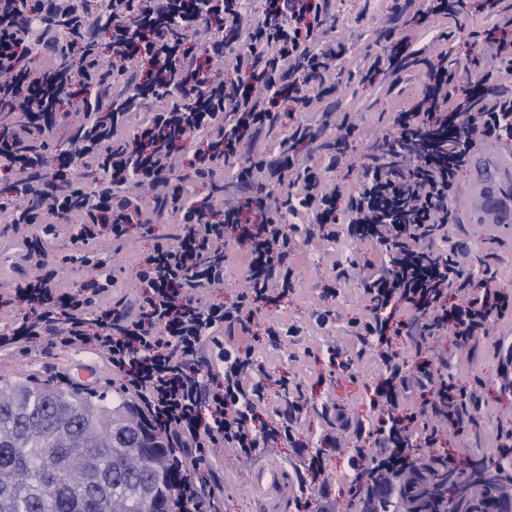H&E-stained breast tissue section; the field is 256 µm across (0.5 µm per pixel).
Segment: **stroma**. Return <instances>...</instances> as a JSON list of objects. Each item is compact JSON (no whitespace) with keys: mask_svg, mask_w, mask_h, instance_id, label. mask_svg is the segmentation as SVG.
<instances>
[{"mask_svg":"<svg viewBox=\"0 0 512 512\" xmlns=\"http://www.w3.org/2000/svg\"><path fill=\"white\" fill-rule=\"evenodd\" d=\"M333 9L335 37L346 48L334 78L308 89L307 111L282 113L280 122L259 136L253 158L273 159L295 125L318 124L328 116L339 123H352L355 131L336 166H329L326 148L297 149L298 154L309 156L324 185L340 187L349 195L362 186L364 165L373 144L392 133L395 107L411 102L422 83L421 70L414 68L404 72L402 83L393 89L381 79H366L369 65L382 52L384 36L397 40L412 35L413 48L423 50L425 57L446 53L466 77L476 79L494 64L486 59L481 65H472L476 51L470 35L492 29L500 6L496 0H474L467 14L439 20L421 18L417 8L406 7L404 0H333ZM175 230V224H158L149 235L140 225H131L127 244L117 253L110 252L108 241H97V248L108 252L117 277V293L130 299L139 294L138 269L151 253L155 237ZM448 236L467 242L463 259L467 272L495 270L498 288L512 296V228L456 223L449 227ZM349 259L367 260L378 267L383 257L374 244L345 231L335 240L299 238L291 259L294 291L256 311L251 345L256 364L266 374L260 413L264 421L271 422L278 419L289 401H301L305 410L296 424L299 445L266 449L245 464L234 462L229 451L216 450L210 467L219 476L215 497L220 512H290L298 494L295 470L305 456L319 452L326 455L325 472L320 484L309 490L317 512H339L341 503L350 497L351 449L355 442L371 448L375 441L367 434L358 440L345 433L341 436L342 447L328 448L325 440L332 428L322 407L328 403L352 420L371 422V398L384 365L374 345L361 343L355 334L354 322L371 317L372 305L356 277H339L340 263ZM324 310L330 311L331 317L323 326L316 317ZM276 320L300 327V336L269 344L265 328ZM498 343L512 344V316L495 322L489 336L465 350L440 337L431 340L418 356L411 337L402 335L393 342L394 350L408 367L425 359L438 376L456 387L481 389L483 400L474 413V426L443 440L445 448L465 458L494 450L500 425L512 421V390L504 389L502 369L494 354ZM335 351L350 357L349 367L332 364ZM59 373L69 374L85 388L109 398L120 391L103 357L84 348L36 347L27 352H0L1 377L49 380Z\"/></svg>","mask_w":512,"mask_h":512,"instance_id":"35a3bbf8","label":"stroma"}]
</instances>
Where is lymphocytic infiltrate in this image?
<instances>
[{
    "mask_svg": "<svg viewBox=\"0 0 512 512\" xmlns=\"http://www.w3.org/2000/svg\"><path fill=\"white\" fill-rule=\"evenodd\" d=\"M97 16L73 0H0V112L21 115V122L0 123V213L13 227L28 226L22 256L40 255L38 276L0 294V307L23 302L27 314L0 333V348L83 345L101 354L134 399L146 426L163 436L178 475V512H205L214 490L204 471L213 449L231 448L250 458L264 449L294 443L293 422L301 412L291 403L276 425L255 413L266 385L252 377L254 311L271 291L286 295L292 286L284 269L297 240L283 224L285 212L311 209L315 225L336 223L339 189H322L307 159L294 169L298 191L282 192L275 163L254 161L250 147L271 128L283 105L306 100V88L322 81L344 48L332 39L336 16L330 0H269L246 41L224 38L241 22L246 0H211L198 16L190 0H97ZM203 24L214 47L225 48L231 81L213 72L212 57L202 56L194 28ZM108 31L102 41L100 31ZM479 57H492L497 71L512 72V15L478 38ZM142 63L125 77L127 60ZM289 71L287 94L275 89ZM477 92L460 70L439 56L430 64L421 107L404 109L394 132L377 143L368 179L347 201L351 232L384 247L388 261L363 288L374 317L359 325L360 340L376 344L385 372L375 387L384 409L374 430L377 454L370 468L393 465L395 451L431 448L435 433L420 431L428 419L448 420L463 431L471 421L474 395L438 378L429 362L407 372L390 339L401 332L384 312L400 303L424 318L414 334L415 348L427 337L451 334L458 344L487 336L491 324L512 313V299L493 290L495 274L473 281L453 252L435 251L448 237L455 179L467 166L478 140H512V93L501 92L484 75ZM80 99V130L55 162L46 154L67 116V104ZM157 106L137 134L123 136L129 116L143 100ZM198 136L204 149L185 157V142ZM93 161L107 175L91 188L76 185L77 163ZM193 176H178L180 165ZM244 186L264 174L267 190L246 197L243 205L224 207L217 197L225 173ZM152 189L149 212H142L123 189L127 181ZM206 186L198 196L192 184ZM70 219V239L78 244L80 264L98 269L90 288L58 293L49 244L57 225L43 215ZM178 213L180 231L158 238L138 271L144 290L135 304L125 299L102 309L100 295L111 292L112 269L87 251L89 240L108 231L115 249L127 243L133 224H162ZM245 250L248 292L224 304L203 300L201 292L224 282L227 245ZM416 388L422 402L398 415L400 395Z\"/></svg>",
    "mask_w": 512,
    "mask_h": 512,
    "instance_id": "1",
    "label": "lymphocytic infiltrate"
}]
</instances>
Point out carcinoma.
Wrapping results in <instances>:
<instances>
[{
	"instance_id": "obj_1",
	"label": "carcinoma",
	"mask_w": 512,
	"mask_h": 512,
	"mask_svg": "<svg viewBox=\"0 0 512 512\" xmlns=\"http://www.w3.org/2000/svg\"><path fill=\"white\" fill-rule=\"evenodd\" d=\"M145 425L120 395L105 407L93 391L0 377V512H174L175 478L161 438L147 447ZM408 467L386 488L366 485L353 512H402L417 506L429 484L450 476L469 490L436 508L509 512L512 449L484 455L447 473L440 455L410 449Z\"/></svg>"
}]
</instances>
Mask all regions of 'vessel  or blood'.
<instances>
[{
	"label": "vessel or blood",
	"instance_id": "b4317fda",
	"mask_svg": "<svg viewBox=\"0 0 512 512\" xmlns=\"http://www.w3.org/2000/svg\"><path fill=\"white\" fill-rule=\"evenodd\" d=\"M468 167L472 187L481 197L480 221L512 225V147L499 143L472 151Z\"/></svg>",
	"mask_w": 512,
	"mask_h": 512
}]
</instances>
